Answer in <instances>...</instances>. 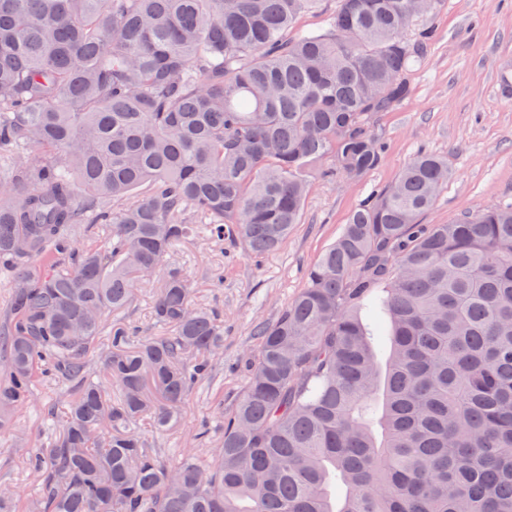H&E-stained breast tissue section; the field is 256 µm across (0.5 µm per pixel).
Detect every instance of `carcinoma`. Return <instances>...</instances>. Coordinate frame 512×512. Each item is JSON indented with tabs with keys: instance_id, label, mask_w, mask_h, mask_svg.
I'll list each match as a JSON object with an SVG mask.
<instances>
[{
	"instance_id": "carcinoma-1",
	"label": "carcinoma",
	"mask_w": 512,
	"mask_h": 512,
	"mask_svg": "<svg viewBox=\"0 0 512 512\" xmlns=\"http://www.w3.org/2000/svg\"><path fill=\"white\" fill-rule=\"evenodd\" d=\"M0 0V427L46 371L73 386L34 459L40 496L0 512H512V204L422 215L448 160L370 194L272 322L207 460L135 429L177 421L224 348L173 248L205 230L257 258L300 223L327 161H382L380 112L433 40L410 0ZM39 150L33 163L24 160ZM105 224L99 245L68 235ZM40 259L31 274L28 262ZM160 281L163 336L107 317ZM97 358L104 379L93 378ZM337 0H321L319 7L306 15L298 22L293 34L297 35L307 31L318 30L325 25L332 13L336 10ZM11 272L0 268V328H6L11 321L10 299H11Z\"/></svg>"
}]
</instances>
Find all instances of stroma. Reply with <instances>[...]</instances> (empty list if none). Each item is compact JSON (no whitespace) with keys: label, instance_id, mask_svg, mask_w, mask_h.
I'll return each mask as SVG.
<instances>
[{"label":"stroma","instance_id":"obj_1","mask_svg":"<svg viewBox=\"0 0 512 512\" xmlns=\"http://www.w3.org/2000/svg\"><path fill=\"white\" fill-rule=\"evenodd\" d=\"M430 24L435 38L409 76L411 97L374 121L385 147L378 167L357 180L315 182L299 224L261 260L203 235L174 249L171 258L190 275L195 302L224 317V351L213 362L212 380L193 391L179 424L155 433L140 423L149 448L167 462L188 452L209 458L224 435V417L247 382L255 318L271 322L280 315L358 204L389 186L416 154L446 157L454 171L422 223L446 224L482 207L512 203V92L502 81L512 73V0H444ZM215 267L223 268V283L209 278ZM70 394L66 382L42 378L32 401L15 410L11 426L0 430V485L14 491L18 505L40 492L33 459L60 428L58 413ZM202 425L210 431L205 447L194 441Z\"/></svg>","mask_w":512,"mask_h":512}]
</instances>
